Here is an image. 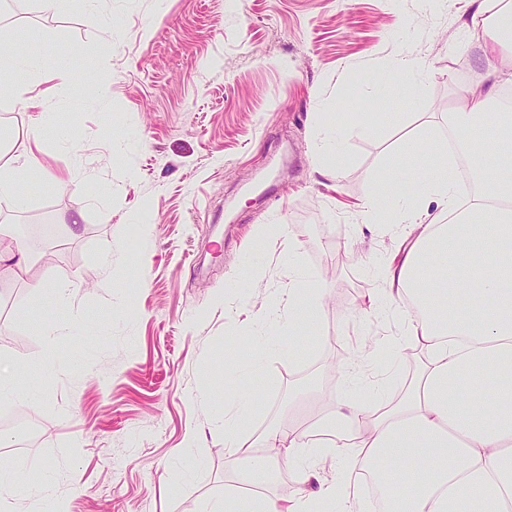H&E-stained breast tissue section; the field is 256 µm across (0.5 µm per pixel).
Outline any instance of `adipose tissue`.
Instances as JSON below:
<instances>
[{
	"label": "adipose tissue",
	"instance_id": "adipose-tissue-1",
	"mask_svg": "<svg viewBox=\"0 0 512 512\" xmlns=\"http://www.w3.org/2000/svg\"><path fill=\"white\" fill-rule=\"evenodd\" d=\"M491 0H467L471 26L492 32L486 54L512 36V6L491 12ZM33 60L21 45L0 51V93L31 111L30 134L39 137L44 96L75 90L69 72L37 69L34 85L18 87L20 68ZM512 85V62L489 64L478 88L467 90L448 128L459 154L468 156L472 186L436 150L435 165L413 190L383 203L376 189L361 202L365 224H401L406 232L395 255L382 264L377 292L400 315V348L419 349L425 360L394 402H336L309 406L307 427L272 429L245 438L239 416H224V448L246 484L273 480V450L298 462L305 496L280 507L263 497L225 496L212 512H368L362 479L385 493L384 512H512V153L498 142L471 136L474 128L510 129L512 114L489 104ZM440 207L430 218L427 202ZM275 233L287 245L282 260L294 267L285 288L273 289L275 305L261 318L251 356L225 361L226 376L249 379L265 366L270 335L288 333L308 342L319 329L322 290L295 268L296 236L289 225L259 226L258 240ZM337 460L333 479L317 467Z\"/></svg>",
	"mask_w": 512,
	"mask_h": 512
}]
</instances>
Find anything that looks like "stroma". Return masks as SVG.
I'll return each mask as SVG.
<instances>
[{
	"mask_svg": "<svg viewBox=\"0 0 512 512\" xmlns=\"http://www.w3.org/2000/svg\"><path fill=\"white\" fill-rule=\"evenodd\" d=\"M465 0L423 12L418 0H0V37L24 41L44 66L84 84H108L46 104L37 167L18 177L21 202L0 209L27 274L0 266V365H19L27 400L0 398V432L25 415L32 443L9 441L0 460L32 488L49 487L45 512H205L237 492L225 463L224 359L245 358L250 312L224 307V283L245 276L252 251L280 286L299 265L328 290L320 334L304 345L276 338L262 373L238 382L254 394L247 435L287 429L308 378L324 406L358 396L350 372L371 340L397 333L378 315L374 266L399 243L379 226L353 241L358 206L375 186L405 190L428 173L390 167L389 150L428 120L448 139V112L479 85L484 30L463 25ZM111 24L112 39L100 31ZM408 49L424 70L405 95L390 70ZM373 112L368 130L344 132L339 169L319 173L312 143L331 125ZM29 114L0 98L11 161ZM70 187L45 181L46 172ZM112 255V273L101 258ZM33 280L69 282L66 299L32 294ZM190 455H183V448Z\"/></svg>",
	"mask_w": 512,
	"mask_h": 512,
	"instance_id": "obj_1",
	"label": "stroma"
}]
</instances>
